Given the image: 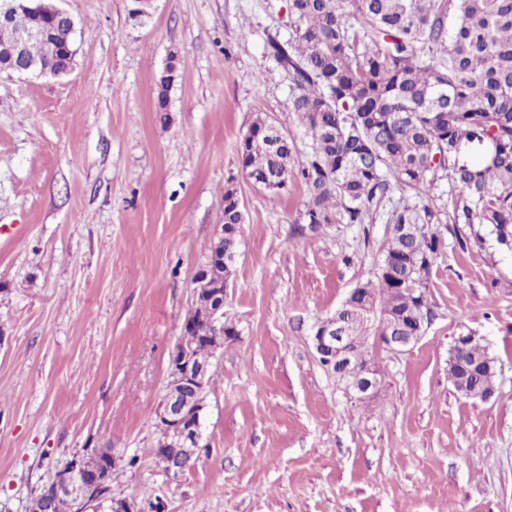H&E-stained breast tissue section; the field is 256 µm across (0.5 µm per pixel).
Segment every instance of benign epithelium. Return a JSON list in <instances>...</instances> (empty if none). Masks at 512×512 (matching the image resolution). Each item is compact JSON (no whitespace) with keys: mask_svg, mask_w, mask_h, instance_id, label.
<instances>
[{"mask_svg":"<svg viewBox=\"0 0 512 512\" xmlns=\"http://www.w3.org/2000/svg\"><path fill=\"white\" fill-rule=\"evenodd\" d=\"M20 16L29 17L30 23L20 39L0 46V72L19 76H60L51 65L26 55L28 42L44 38L52 25L60 20L74 24L72 17L49 0H5L0 5V24L14 22ZM215 295L216 301L203 320V329L183 328L176 349L170 359V390L158 412L161 429L172 439L174 448H200L203 432L201 409L194 405L188 393L201 392L206 387L207 367L192 364L188 347L199 339L212 342L213 349L224 345V297ZM371 300L362 296L361 289L349 291L336 314L320 322L312 334V343L318 360L334 368L346 389L360 397L370 396L379 385V373L374 363L360 353V345L368 341L364 333L370 329ZM424 319L416 318V329L410 330L394 320L381 327L379 343L394 351H404L421 338ZM112 468L97 457L75 459L62 470L53 482L54 492L70 497L77 512H90L105 499L110 488Z\"/></svg>","mask_w":512,"mask_h":512,"instance_id":"benign-epithelium-1","label":"benign epithelium"}]
</instances>
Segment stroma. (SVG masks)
<instances>
[{
    "label": "stroma",
    "mask_w": 512,
    "mask_h": 512,
    "mask_svg": "<svg viewBox=\"0 0 512 512\" xmlns=\"http://www.w3.org/2000/svg\"><path fill=\"white\" fill-rule=\"evenodd\" d=\"M76 22L72 70L0 73V512L76 456H112L113 500L135 512H512V256L453 224L424 278L428 315L407 351L369 347L380 384L360 400L311 341L387 240L364 223H307V187L270 193L239 161L257 115L311 152L268 42L288 0H56ZM180 58L167 122L155 82ZM244 222L224 299L234 336L211 359L209 448L174 477L155 450L169 359L194 278L224 222ZM496 363L488 401L448 382L457 336Z\"/></svg>",
    "instance_id": "stroma-1"
}]
</instances>
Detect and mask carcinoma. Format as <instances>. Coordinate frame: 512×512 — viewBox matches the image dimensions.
Returning <instances> with one entry per match:
<instances>
[{"instance_id": "obj_1", "label": "carcinoma", "mask_w": 512, "mask_h": 512, "mask_svg": "<svg viewBox=\"0 0 512 512\" xmlns=\"http://www.w3.org/2000/svg\"><path fill=\"white\" fill-rule=\"evenodd\" d=\"M293 34L270 43L294 89L311 154L295 167L294 140L257 116L240 144L242 168L254 184L280 191L298 176L307 186L310 224H349L408 189L430 191L447 179L450 223L482 246L494 237L512 253V0H289ZM481 136L494 158L459 157ZM224 223L241 224L237 190L224 188ZM441 223L428 206H393L387 243L374 279L357 284L372 298L379 323L391 315L428 314L423 278L445 248L431 231ZM238 235L215 252L236 256ZM493 361L476 342L448 360V382L461 395L491 392L494 372L460 380L459 360ZM53 498L51 512H74L49 486L32 501Z\"/></svg>"}]
</instances>
